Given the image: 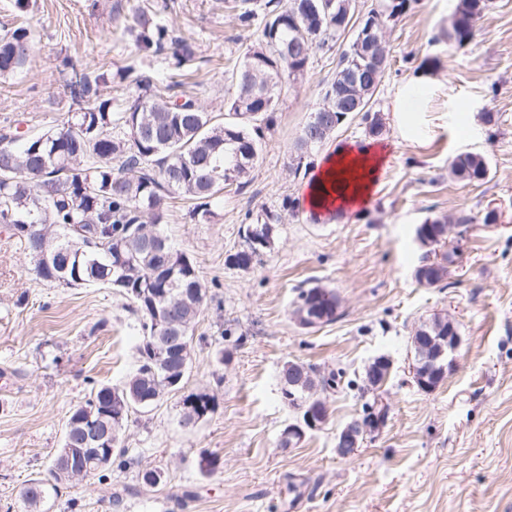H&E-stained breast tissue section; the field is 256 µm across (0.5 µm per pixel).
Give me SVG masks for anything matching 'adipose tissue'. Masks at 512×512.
Returning <instances> with one entry per match:
<instances>
[{"instance_id":"obj_1","label":"adipose tissue","mask_w":512,"mask_h":512,"mask_svg":"<svg viewBox=\"0 0 512 512\" xmlns=\"http://www.w3.org/2000/svg\"><path fill=\"white\" fill-rule=\"evenodd\" d=\"M434 87V78L421 70L397 89L391 122L401 139H414L422 128V121L410 104L411 97L418 91L431 92ZM383 162L382 149L373 143L336 146L318 162V172L299 200L310 208L321 207L339 216L364 207L378 188Z\"/></svg>"}]
</instances>
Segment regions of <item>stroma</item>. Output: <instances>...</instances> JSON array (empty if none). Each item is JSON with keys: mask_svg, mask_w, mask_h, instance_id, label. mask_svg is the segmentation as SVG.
<instances>
[{"mask_svg": "<svg viewBox=\"0 0 512 512\" xmlns=\"http://www.w3.org/2000/svg\"><path fill=\"white\" fill-rule=\"evenodd\" d=\"M457 3L420 0L386 31L375 109L389 116L397 88L422 68L439 88L424 106L423 138L400 142L385 128L387 169L364 212L316 221L306 209L284 212L307 182L289 170L296 138L336 75L343 39L315 54L304 79L282 94L249 183L224 190L211 223H193L191 201L173 199L166 230L213 297L195 326L184 389L213 392L218 407L190 429L179 424L175 397L133 415L122 442L130 465L70 485L51 512H512V0H492L462 47L437 38ZM139 7L196 45L170 95L192 93L219 111L225 70L257 37L240 25L234 0H30L24 14L0 0V26L26 22L37 34L22 72L0 77V126L48 130L66 121L75 108L66 57L94 74L170 73L167 55L141 56L125 32ZM465 152L485 157L487 179L451 175ZM492 208L501 220L484 223ZM266 210L282 216L271 249L250 269L225 265L246 246L247 217ZM461 214L473 221L457 240L446 288L420 287L417 225ZM33 267L0 224V512H21L28 480L46 477L91 383L117 384L136 368V320L124 297L46 282ZM313 285L335 291L340 305L334 322L305 328L294 302L299 287ZM436 317L453 319L461 345L443 382L425 392L408 373L411 338ZM380 354L393 358L392 374L378 396L363 395V369ZM291 359L343 377L324 395L326 423L284 448L281 433L297 419L280 398V370ZM373 402L386 408L383 425L340 458L337 434ZM204 454L220 462L209 476L199 470ZM143 466L160 469L163 484L126 494ZM185 490L194 498L183 508ZM120 491L121 508H111Z\"/></svg>", "mask_w": 512, "mask_h": 512, "instance_id": "35a3bbf8", "label": "stroma"}]
</instances>
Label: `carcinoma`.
Here are the masks:
<instances>
[{
  "label": "carcinoma",
  "mask_w": 512,
  "mask_h": 512,
  "mask_svg": "<svg viewBox=\"0 0 512 512\" xmlns=\"http://www.w3.org/2000/svg\"><path fill=\"white\" fill-rule=\"evenodd\" d=\"M418 0H379L362 17L372 24L381 50H386L389 24L407 14ZM490 8V0H459L448 29L440 37L463 46L475 33V22ZM350 0H240L238 19L257 26V40L246 45L240 61L225 74L224 117L203 108L192 94L166 95L157 74L149 68H124L114 75L80 73L70 84L74 98L86 105L70 114L58 130L21 134L11 126L0 130V224L13 231L20 248L35 259L36 276L70 287L106 285L128 301L137 316L139 342L136 369L120 384L91 387L84 402L75 406L67 425L75 430L91 418L112 417L118 401L125 404L115 424L122 440L129 419L147 413L166 396L184 387L190 364L194 330L209 297L196 262L176 249L164 231L170 200L178 195L194 202L189 216L208 224L212 202L228 185L242 188L249 182L275 123L282 92L303 79L312 56L329 51L355 26ZM126 32L138 53L148 57L168 52L173 69L183 71L196 59L188 39L174 38L169 28L143 9L133 12ZM36 34L26 24L3 28L0 35V77L15 76L24 68ZM353 50L346 49L338 63L341 79L321 89V100L310 111L295 143L290 170L298 175L313 167V152L330 140L351 114L360 116L365 132L380 137L384 122L373 108L374 95L385 75L383 69L359 70ZM128 83L135 93L118 104L101 93L107 82ZM451 174L461 181H481L488 163L479 154L456 156ZM281 216L265 211L246 225L247 247L226 259L228 265L249 269L274 243V225ZM428 245L414 277L425 288H441L448 265L458 250H444L448 220H427L415 229ZM336 293L319 285L300 289L295 313L316 325L336 319ZM159 324L174 336L162 365H157L147 338ZM448 335V320L435 319L413 336L422 369L434 372L438 336ZM389 373L379 362L364 368L362 382L384 384ZM281 398L288 395L309 402L317 420L326 417L314 391L336 387V373L322 375L311 365L285 361L281 368ZM180 423L194 428L217 408V397L204 390L181 396ZM80 439L62 441L49 478L32 479L21 494L25 512H46L49 499L68 476L85 471L89 477L116 463L125 465L126 449L117 444L90 461L79 451ZM163 481L155 468L138 472L133 494L152 491Z\"/></svg>",
  "instance_id": "cac0c4a2"
}]
</instances>
